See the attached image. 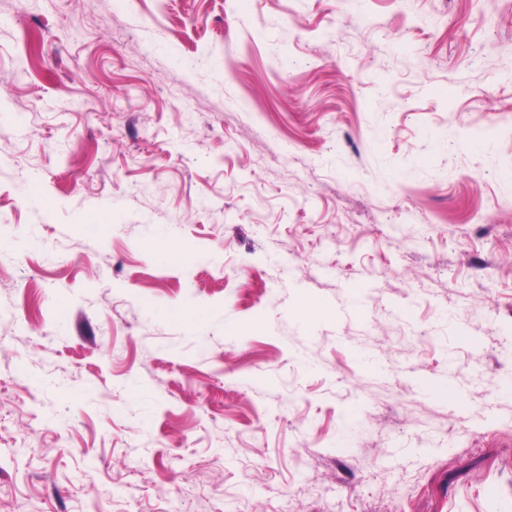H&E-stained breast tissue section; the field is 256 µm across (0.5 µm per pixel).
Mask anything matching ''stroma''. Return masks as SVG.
Returning <instances> with one entry per match:
<instances>
[{
	"label": "stroma",
	"instance_id": "1",
	"mask_svg": "<svg viewBox=\"0 0 512 512\" xmlns=\"http://www.w3.org/2000/svg\"><path fill=\"white\" fill-rule=\"evenodd\" d=\"M1 250L0 512H512V0H0Z\"/></svg>",
	"mask_w": 512,
	"mask_h": 512
}]
</instances>
